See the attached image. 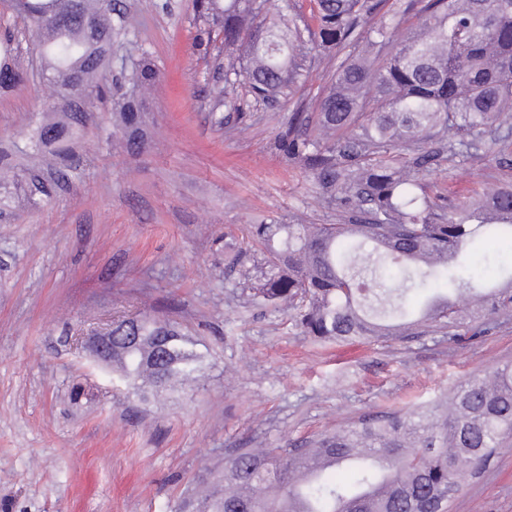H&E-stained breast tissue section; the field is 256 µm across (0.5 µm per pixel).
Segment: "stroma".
I'll return each mask as SVG.
<instances>
[{
  "label": "stroma",
  "instance_id": "35a3bbf8",
  "mask_svg": "<svg viewBox=\"0 0 512 512\" xmlns=\"http://www.w3.org/2000/svg\"><path fill=\"white\" fill-rule=\"evenodd\" d=\"M117 56H146L145 145L119 147L105 102L64 143L58 170L33 137L48 111L43 64L23 18L0 0V37L27 80L0 89V512H171L216 481L237 449L306 448L320 434L415 404L436 405L512 363V313L458 338L428 332L320 343L282 309L254 304L263 264L255 224H336L310 175L275 147L290 107L237 88L217 125L212 53L197 46L194 0H116ZM512 181V165H440V206ZM176 322L209 350L194 389L142 403L83 342L112 319ZM448 512H512V443L468 477Z\"/></svg>",
  "mask_w": 512,
  "mask_h": 512
}]
</instances>
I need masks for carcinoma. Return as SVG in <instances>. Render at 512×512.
<instances>
[{
  "label": "carcinoma",
  "mask_w": 512,
  "mask_h": 512,
  "mask_svg": "<svg viewBox=\"0 0 512 512\" xmlns=\"http://www.w3.org/2000/svg\"><path fill=\"white\" fill-rule=\"evenodd\" d=\"M310 17L292 0H195L200 45L224 39L228 64L217 62L211 111L222 126L240 109L243 77L254 101L276 107L292 99L312 68L336 64L331 85L312 116L292 112L278 150L312 176L319 203L348 215L344 224H255L251 238L266 253L250 297L290 313L303 333L320 341L385 340L448 330L479 332L475 316L512 310V269L477 277L462 261L476 244L512 241V183L439 220L422 174L512 156V0H313ZM64 0H16L32 25L46 80L57 97L73 82L100 91L115 28L112 0H82L95 21L62 26L49 20ZM418 11L419 22L399 42L394 31ZM11 85L24 70L3 49L0 72ZM149 62L126 80L139 97L112 100L113 127L126 149L142 146V101L159 81ZM43 122L35 138L64 141L81 122ZM445 281L455 295L434 293L415 319L406 294L416 283ZM169 320L142 315L112 321V365L128 392L147 402L198 380L208 353ZM512 438V363L468 379L445 404L392 411L369 422L320 435L309 448H242L224 461L208 493L185 499L174 512H439L462 482ZM352 485L325 473L341 466Z\"/></svg>",
  "instance_id": "carcinoma-1"
}]
</instances>
